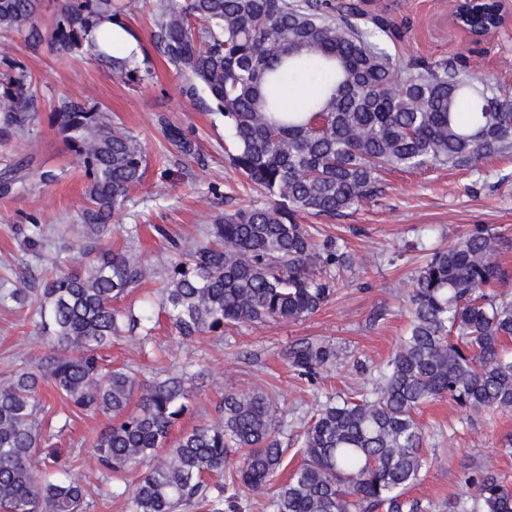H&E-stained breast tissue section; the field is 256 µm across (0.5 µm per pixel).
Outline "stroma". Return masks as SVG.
I'll use <instances>...</instances> for the list:
<instances>
[{
	"label": "stroma",
	"instance_id": "obj_1",
	"mask_svg": "<svg viewBox=\"0 0 512 512\" xmlns=\"http://www.w3.org/2000/svg\"><path fill=\"white\" fill-rule=\"evenodd\" d=\"M354 2L392 27L391 52L402 63L475 62L484 76L512 84V26L476 40L452 24L454 0ZM126 24L141 50L152 55L153 84L134 86L86 55L31 51L18 33L0 36V52L27 64L44 115L61 96L81 97L108 109L144 142L143 181L131 192L106 241L137 251L160 270L171 242L196 245L216 215L263 203L265 196L229 165L223 117L184 96L181 78L153 55L148 11L127 17ZM171 125L195 140L196 158L187 160L174 152L165 137ZM36 136L33 166L51 172L54 180L44 184L32 179L0 194V278H16L60 255L69 256L71 265L81 263L80 255L69 253L67 246L82 231L84 175L45 119ZM33 223L47 231L34 249L25 241ZM311 223L318 240H338L354 258L335 293L316 313L293 323L236 326L221 337L185 340L165 326L156 331L154 347L163 353V370L177 374L188 367L200 374L194 410L175 426V433L216 419L225 391L261 388L276 396L278 439L296 452L305 424L327 398L371 387L406 334L413 279L433 249L458 241L477 225L512 237V153L493 156L478 170L385 174L378 198L346 216L315 217ZM34 321L32 307L0 306V372L49 353L51 345L36 337ZM312 336L336 344L340 357L310 380L288 366L284 352L293 341ZM418 417L428 463L408 496L420 501L423 512H478L475 493L464 479L468 470L480 466L512 484V413L472 417L440 399L423 406ZM109 423L103 415L75 416L58 441L72 451L67 466L87 486L89 512H126L125 497L109 494L95 469L92 442Z\"/></svg>",
	"mask_w": 512,
	"mask_h": 512
}]
</instances>
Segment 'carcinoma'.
Listing matches in <instances>:
<instances>
[{"label": "carcinoma", "instance_id": "1", "mask_svg": "<svg viewBox=\"0 0 512 512\" xmlns=\"http://www.w3.org/2000/svg\"><path fill=\"white\" fill-rule=\"evenodd\" d=\"M42 0H0V33L26 31L28 47L88 53L117 77L153 79L148 58L114 54L112 36L91 33L141 0H63L52 27L36 19ZM151 39L185 81L183 92L224 116L229 164L264 190L260 206L214 218L206 239L173 242L158 308L120 302L152 270L135 252L105 246L112 220L141 183V139L96 104L61 98L48 119L76 157L89 202L85 234L72 248L84 264L61 261L34 277L0 280V306L34 307L36 333L53 353L0 374V512H87L84 483L52 443L70 426L60 414L44 425L43 390L72 411L112 423L93 441L99 478L126 484L127 512H224V467L239 454L237 482L267 488L284 465L275 436L278 407L265 390L224 393L219 418L177 438L193 410V375L114 366L104 352L131 338L146 350L160 318L184 339L222 336L237 325L295 322L319 310L353 258L337 241L318 244L297 218H334L382 193V174L430 167L477 170L512 151V91L448 61L401 67L388 48L392 28L353 5L331 0H154ZM0 145L25 141L27 157L0 168V193L35 175L39 123L36 82L27 65L0 59ZM315 91L288 109V83ZM166 137L184 157L195 141L177 127ZM512 240L486 228L434 253L414 278L407 335L369 390L319 406L307 423L301 461L276 485L272 512H422L405 496L427 464L417 419L446 398L463 411L512 412V294L483 292L512 279L500 257ZM309 378L338 359L336 346L304 337L286 352ZM141 464L147 470L138 472ZM482 512H512V486L489 468L465 479Z\"/></svg>", "mask_w": 512, "mask_h": 512}]
</instances>
